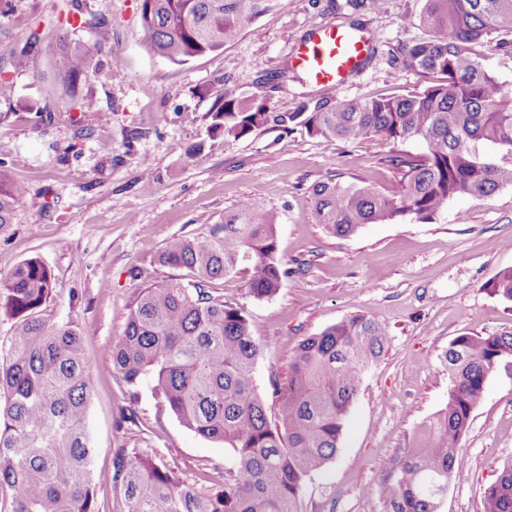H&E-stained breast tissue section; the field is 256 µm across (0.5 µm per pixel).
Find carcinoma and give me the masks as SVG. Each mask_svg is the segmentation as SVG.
I'll list each match as a JSON object with an SVG mask.
<instances>
[{
	"instance_id": "carcinoma-1",
	"label": "carcinoma",
	"mask_w": 512,
	"mask_h": 512,
	"mask_svg": "<svg viewBox=\"0 0 512 512\" xmlns=\"http://www.w3.org/2000/svg\"><path fill=\"white\" fill-rule=\"evenodd\" d=\"M274 0H141L150 50L185 64L224 48ZM430 36L404 45L393 63L438 75L420 90L386 98L337 102L325 95L296 120L310 136L390 143L416 139L422 156L396 153L397 196L354 184L313 188L320 224L348 237L365 224L411 217L431 222L460 195L483 200L512 186V166L485 161L480 146L512 154V93L501 89L476 47L512 35V0H426ZM67 77L83 69L78 54L55 59ZM262 96L221 93L211 132L238 140L270 119ZM27 188L0 165V225ZM276 214L254 201L213 224L208 234L170 240L158 261L192 274L143 289L112 343V371L137 386L152 379L161 405L189 430L224 443L231 466L224 483H188L145 448H120L106 482L113 512H302L305 482L336 456L346 416L366 373L389 346L387 328L356 315L305 338L288 381H271L276 412L267 413L255 381L261 348L242 309L209 295L211 279L244 274L258 299L278 293L288 275L278 257ZM512 302V267L488 284ZM52 274L39 259L0 279V311L19 318L0 344V484L14 491L13 512H99L92 494L94 448L87 430L91 374L82 336L36 316L50 298ZM512 363V332L455 337L442 355L448 403L410 447L392 457L379 493L386 512H440L448 482L465 469L460 442L489 376ZM483 512H512V463L484 492Z\"/></svg>"
}]
</instances>
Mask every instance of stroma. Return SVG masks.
<instances>
[{"instance_id":"35a3bbf8","label":"stroma","mask_w":512,"mask_h":512,"mask_svg":"<svg viewBox=\"0 0 512 512\" xmlns=\"http://www.w3.org/2000/svg\"><path fill=\"white\" fill-rule=\"evenodd\" d=\"M425 0H278L224 48L176 64L151 54L141 0H0V40L31 54L0 61V142L13 178L27 187L11 223L0 226V278L25 259L52 272L53 291L40 315L84 338L92 370L87 413L91 467L100 512L113 508L102 476L120 448H150L188 481L223 479V444L184 427L152 393L113 373L112 343L132 302L146 287L190 281L187 270L159 264L175 237L193 238L252 200L279 216L278 248L289 270L279 292L253 297L242 276L212 281L214 298L235 303L263 354L256 382L270 393L285 380L304 338L354 315L385 324L390 344L363 379L335 459L308 480L304 512H385L377 489L384 460L409 447L448 401L441 356L456 336L512 331V303L488 284L512 267V187L489 198L457 197L436 220L368 224L336 237L318 224L313 187L353 183L388 195L400 177L393 149L377 137L354 142L309 136L281 116L315 106L320 96L301 70L282 80L267 102L271 120L239 140L212 134L221 91L260 94L266 75L289 60L313 29L329 23L372 33L375 49L337 98H379L430 84L432 75L392 65L400 46L427 37L419 23ZM107 18L112 39L96 45L87 21ZM83 54L82 75L58 78L55 58ZM124 64L112 77V57ZM91 97L92 108L74 103ZM108 123H101V115ZM149 159L144 186L140 161ZM460 448L463 476L449 482L441 512H482L486 488L512 463V372L487 381Z\"/></svg>"}]
</instances>
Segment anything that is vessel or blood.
<instances>
[{
  "label": "vessel or blood",
  "instance_id": "b4317fda",
  "mask_svg": "<svg viewBox=\"0 0 512 512\" xmlns=\"http://www.w3.org/2000/svg\"><path fill=\"white\" fill-rule=\"evenodd\" d=\"M373 39L364 30L323 24L314 29L292 57L295 67L327 92L340 91L372 52Z\"/></svg>",
  "mask_w": 512,
  "mask_h": 512
}]
</instances>
